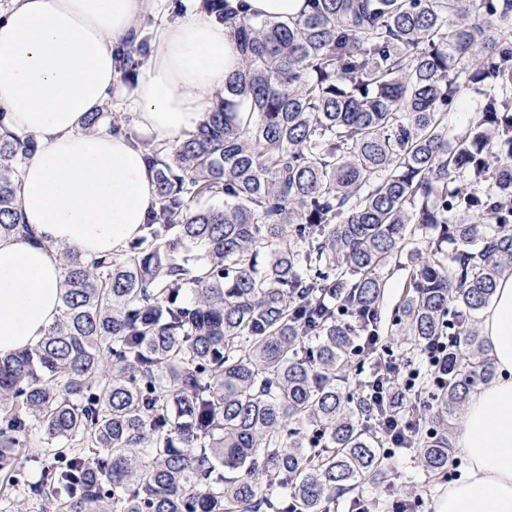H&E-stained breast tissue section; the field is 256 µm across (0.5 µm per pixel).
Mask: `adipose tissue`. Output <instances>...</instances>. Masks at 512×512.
I'll use <instances>...</instances> for the list:
<instances>
[{
	"mask_svg": "<svg viewBox=\"0 0 512 512\" xmlns=\"http://www.w3.org/2000/svg\"><path fill=\"white\" fill-rule=\"evenodd\" d=\"M154 0H11L0 17V110L7 130L35 136L17 193L32 239L0 237V356L38 344L61 314L53 256L116 253L157 206L143 146L87 113L125 99L140 133L156 141L195 131L240 64L229 30L201 15L159 26L132 94L120 86L117 51L139 42ZM496 377L471 394L455 429L466 466L434 512H512V271L482 315Z\"/></svg>",
	"mask_w": 512,
	"mask_h": 512,
	"instance_id": "adipose-tissue-1",
	"label": "adipose tissue"
}]
</instances>
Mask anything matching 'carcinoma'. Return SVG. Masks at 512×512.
I'll use <instances>...</instances> for the list:
<instances>
[{"label": "carcinoma", "instance_id": "carcinoma-1", "mask_svg": "<svg viewBox=\"0 0 512 512\" xmlns=\"http://www.w3.org/2000/svg\"><path fill=\"white\" fill-rule=\"evenodd\" d=\"M307 2L281 21L202 0L241 65L195 132L147 147L141 234L57 253L61 318L0 357V512H335L390 474L359 334L455 337L448 381L419 384L417 461L448 477L450 425L496 377L479 316L512 270V0ZM36 149L0 135L1 236L23 232ZM382 276L387 281V290L383 301V312L386 320H389L390 312L399 298L403 286V272L388 267L382 271Z\"/></svg>", "mask_w": 512, "mask_h": 512}]
</instances>
